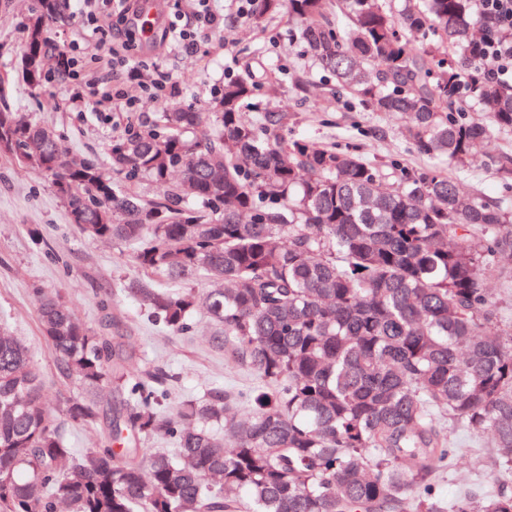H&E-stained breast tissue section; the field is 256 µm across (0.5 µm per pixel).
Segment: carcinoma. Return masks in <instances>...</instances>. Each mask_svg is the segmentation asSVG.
I'll return each instance as SVG.
<instances>
[{
  "instance_id": "cac0c4a2",
  "label": "carcinoma",
  "mask_w": 512,
  "mask_h": 512,
  "mask_svg": "<svg viewBox=\"0 0 512 512\" xmlns=\"http://www.w3.org/2000/svg\"><path fill=\"white\" fill-rule=\"evenodd\" d=\"M69 0H35L23 54L40 57V90L72 62L46 34ZM288 12L315 61L366 112L410 118L414 149L461 171L489 135L512 134V82H465L471 53L494 32L475 0H254L253 17ZM416 32L425 47L404 39ZM260 86L251 66L224 82L206 111L130 120L110 167L67 158L59 138L0 109L4 153L47 177L87 235L133 247L144 270L210 288V343L231 346L261 380L249 395L213 390L203 403L161 408L175 376L133 371L122 332L100 336L58 291L36 290L60 378L113 393L108 436L78 453L44 396L28 348L0 333V512H512V324L500 328L492 274L512 256V201L465 197L440 169L378 164L281 134L274 110L241 119ZM496 173L512 182V154ZM143 181L165 188L139 194ZM166 329L185 333L192 292L128 286ZM62 414L101 424L98 400L69 396ZM487 433L498 466L444 499L440 472L462 455L455 429ZM160 434L172 454L141 447Z\"/></svg>"
}]
</instances>
